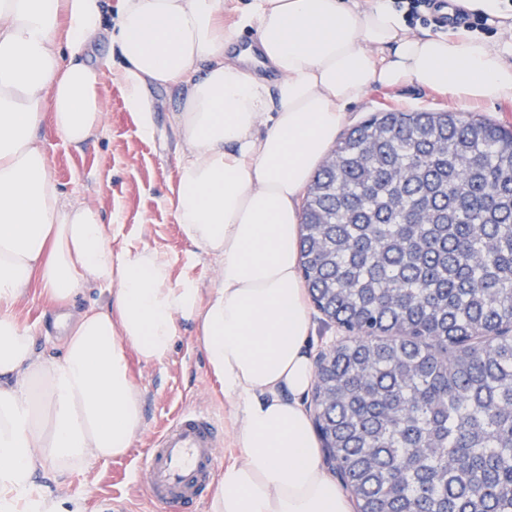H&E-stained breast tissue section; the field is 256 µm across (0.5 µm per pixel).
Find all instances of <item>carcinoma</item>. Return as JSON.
<instances>
[{
	"label": "carcinoma",
	"instance_id": "obj_1",
	"mask_svg": "<svg viewBox=\"0 0 512 512\" xmlns=\"http://www.w3.org/2000/svg\"><path fill=\"white\" fill-rule=\"evenodd\" d=\"M301 224L311 299L347 333L319 427L359 512H512V130L377 112Z\"/></svg>",
	"mask_w": 512,
	"mask_h": 512
}]
</instances>
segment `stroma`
I'll use <instances>...</instances> for the list:
<instances>
[{
	"instance_id": "35a3bbf8",
	"label": "stroma",
	"mask_w": 512,
	"mask_h": 512,
	"mask_svg": "<svg viewBox=\"0 0 512 512\" xmlns=\"http://www.w3.org/2000/svg\"><path fill=\"white\" fill-rule=\"evenodd\" d=\"M105 131L100 138L74 149L50 128H42L53 173L66 196L97 206L119 224L117 245L133 243L165 251L173 261L174 277H190L212 287L217 265L193 257L171 206L169 187L176 177L178 155L172 116L182 100L180 88L152 90V129L144 131L137 113L128 111L122 87L104 83L101 90ZM449 110L464 118L481 117L512 130V103H459L417 86H375L363 101L351 104L353 123L385 110ZM46 303L38 289H30L17 307L21 322L30 326L40 350L57 353L61 338L46 331ZM132 379L144 393L145 425L131 451L122 458L95 462L69 473L66 493L83 502L86 512H99L97 501L109 496L127 512H166L149 495L143 463L161 426L179 410L193 408L212 415L232 429V406L220 384L209 374L190 329H182L162 361L131 363Z\"/></svg>"
}]
</instances>
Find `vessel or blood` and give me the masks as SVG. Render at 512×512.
Masks as SVG:
<instances>
[{
    "label": "vessel or blood",
    "instance_id": "b4317fda",
    "mask_svg": "<svg viewBox=\"0 0 512 512\" xmlns=\"http://www.w3.org/2000/svg\"><path fill=\"white\" fill-rule=\"evenodd\" d=\"M224 437L221 422L194 409L177 412L155 437L144 463L153 498L171 507L196 503L216 469L215 450Z\"/></svg>",
    "mask_w": 512,
    "mask_h": 512
}]
</instances>
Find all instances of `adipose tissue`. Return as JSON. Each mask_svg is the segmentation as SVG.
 <instances>
[{"label":"adipose tissue","instance_id":"1","mask_svg":"<svg viewBox=\"0 0 512 512\" xmlns=\"http://www.w3.org/2000/svg\"><path fill=\"white\" fill-rule=\"evenodd\" d=\"M240 22L257 25L274 80L231 56L224 0H121L112 31L103 0H0V512H83L59 483L128 454L144 427L129 358L162 361L186 326L234 407L237 454L209 512H353L305 406L315 325L301 200L372 86L512 101V51L465 30L406 33L389 0H252ZM103 38L119 63L92 61ZM105 68L147 130L150 86L185 91L170 202L194 254L216 262L214 287L174 277L159 249L114 247L105 214L51 172L40 128L75 148L97 139ZM34 285L61 312L50 358L16 314ZM92 285L107 302L70 311Z\"/></svg>","mask_w":512,"mask_h":512}]
</instances>
